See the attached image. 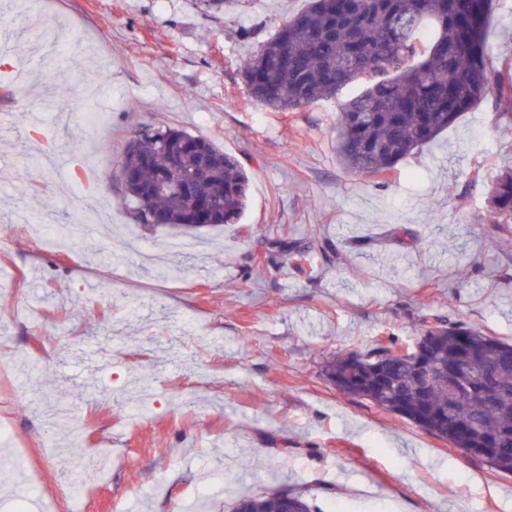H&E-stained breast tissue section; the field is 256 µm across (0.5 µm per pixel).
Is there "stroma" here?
<instances>
[{"label": "stroma", "mask_w": 512, "mask_h": 512, "mask_svg": "<svg viewBox=\"0 0 512 512\" xmlns=\"http://www.w3.org/2000/svg\"><path fill=\"white\" fill-rule=\"evenodd\" d=\"M307 0H0V70L54 57L57 84H0V419L31 512H231L291 489L330 512H512V476L321 373L413 345L431 315L512 341V233L487 217L512 164V97L488 96L381 176L336 154L338 100L255 104L240 63ZM254 30L252 40L240 36ZM486 64L512 79V0ZM212 140L250 179L241 221L136 224L115 176L139 124ZM88 163L94 185L74 167ZM19 208L29 223H11ZM97 467L62 484L65 450Z\"/></svg>", "instance_id": "obj_1"}]
</instances>
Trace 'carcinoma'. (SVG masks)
<instances>
[{
	"mask_svg": "<svg viewBox=\"0 0 512 512\" xmlns=\"http://www.w3.org/2000/svg\"><path fill=\"white\" fill-rule=\"evenodd\" d=\"M493 0H309L240 66L251 99L292 112L363 89L341 103L336 151L357 174H382L433 143L489 95L509 97L512 82L486 67ZM138 150L126 148L119 175L136 223L196 229L235 224L249 179L232 155L172 126H141ZM222 162L201 167L203 153ZM164 185L147 205L141 196ZM489 223L512 230V166L488 198ZM338 390L367 399L452 446H463L498 475H512V342L462 318L423 320L414 346L378 347L323 361ZM234 512H312L288 489L240 499Z\"/></svg>",
	"mask_w": 512,
	"mask_h": 512,
	"instance_id": "1",
	"label": "carcinoma"
}]
</instances>
